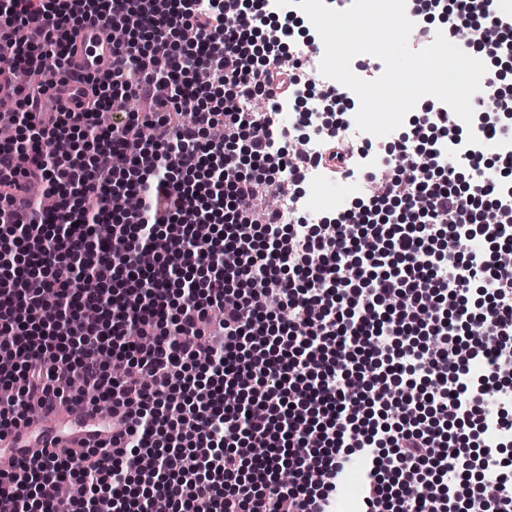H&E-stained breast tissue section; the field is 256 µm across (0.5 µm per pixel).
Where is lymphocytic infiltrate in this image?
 <instances>
[{
	"mask_svg": "<svg viewBox=\"0 0 512 512\" xmlns=\"http://www.w3.org/2000/svg\"><path fill=\"white\" fill-rule=\"evenodd\" d=\"M433 4L448 38L465 33V52L493 64L479 106L511 111L495 65L512 57V13ZM264 14L262 0H0L15 102L1 119L28 133L0 145V358L15 364L0 373V436L33 400L45 416L112 410L94 447L0 470V504L54 512L73 466L92 493L77 512H149L127 489L135 469L170 512H337L345 461L367 456L357 512H448L464 464L479 472L464 512H512L499 449L512 438V160L440 152V134L469 129L438 107L385 161L342 157L337 173L372 189L335 223L253 210L260 185L306 183L350 129L274 153L287 129L248 104L306 93L314 52L255 64ZM91 19L148 42L120 44L87 102L47 111L68 36ZM22 69L46 78L13 82ZM103 112L120 119L101 126ZM74 136L80 148L57 154ZM240 143L254 172L238 168ZM122 193L139 208L116 213Z\"/></svg>",
	"mask_w": 512,
	"mask_h": 512,
	"instance_id": "1",
	"label": "lymphocytic infiltrate"
}]
</instances>
